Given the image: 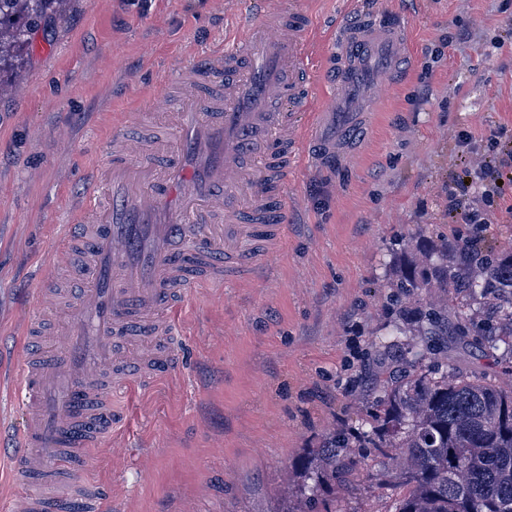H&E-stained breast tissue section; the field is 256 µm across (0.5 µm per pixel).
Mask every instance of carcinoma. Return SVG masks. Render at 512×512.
Instances as JSON below:
<instances>
[{"mask_svg":"<svg viewBox=\"0 0 512 512\" xmlns=\"http://www.w3.org/2000/svg\"><path fill=\"white\" fill-rule=\"evenodd\" d=\"M63 2L0 0V70L18 66L34 28ZM388 287L401 323L382 334L361 377L370 429L358 439L324 432L296 465L301 506L282 512H321L318 491L351 483L358 448L396 471L391 512H512V388L431 364L455 336L498 352L512 375V248L485 252L460 238L429 250L415 240Z\"/></svg>","mask_w":512,"mask_h":512,"instance_id":"obj_1","label":"carcinoma"}]
</instances>
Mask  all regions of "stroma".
<instances>
[{"label": "stroma", "mask_w": 512, "mask_h": 512, "mask_svg": "<svg viewBox=\"0 0 512 512\" xmlns=\"http://www.w3.org/2000/svg\"><path fill=\"white\" fill-rule=\"evenodd\" d=\"M383 3L413 20L404 77L385 80L356 156L291 177L286 244L264 275L188 297L171 339L178 372L116 393L119 441L86 449L88 469L70 477L106 488L105 512H282L286 481L300 479L292 461L364 415L351 378L392 318L384 283L403 245L439 234L512 246L507 212L478 226L448 216L457 175L512 145V0ZM226 27L216 0H68L0 97V482L27 416L17 329L46 312L35 291L64 197L104 160L113 113L175 93L173 47L203 52ZM460 28L468 39L445 46ZM387 477L366 451L336 512H382L372 485Z\"/></svg>", "instance_id": "obj_1"}]
</instances>
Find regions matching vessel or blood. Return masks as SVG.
Instances as JSON below:
<instances>
[{"instance_id":"1","label":"vessel or blood","mask_w":512,"mask_h":512,"mask_svg":"<svg viewBox=\"0 0 512 512\" xmlns=\"http://www.w3.org/2000/svg\"><path fill=\"white\" fill-rule=\"evenodd\" d=\"M234 18L232 44L183 64L157 138L133 135L141 112L114 118L105 164L67 199L41 281L75 264L80 286L63 349L23 359L28 416L0 493L7 512H103L93 487L48 497L33 485L86 469L85 449L112 434L114 391L142 392L172 373L177 313L204 279H255L263 257L283 250L290 177L365 141L371 123L359 102L412 50L406 16L395 25L379 13L347 16L323 30L302 9L264 0L259 17ZM329 85L338 93L314 105Z\"/></svg>"}]
</instances>
